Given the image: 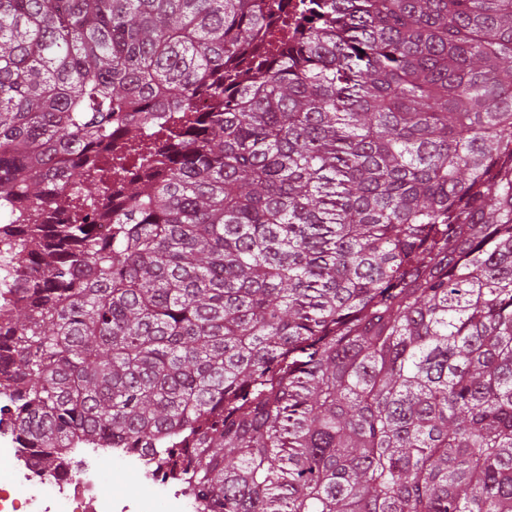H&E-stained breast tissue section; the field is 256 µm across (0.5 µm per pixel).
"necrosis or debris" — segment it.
I'll return each mask as SVG.
<instances>
[{
  "instance_id": "1",
  "label": "necrosis or debris",
  "mask_w": 512,
  "mask_h": 512,
  "mask_svg": "<svg viewBox=\"0 0 512 512\" xmlns=\"http://www.w3.org/2000/svg\"><path fill=\"white\" fill-rule=\"evenodd\" d=\"M0 512H207L192 494L187 475L170 469L150 452L133 456L100 443L91 457H66L62 474L45 478L15 439L10 415L0 413ZM135 475L141 493L118 499L110 491L112 463Z\"/></svg>"
}]
</instances>
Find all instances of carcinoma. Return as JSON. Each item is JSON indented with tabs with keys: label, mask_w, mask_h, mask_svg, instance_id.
<instances>
[{
	"label": "carcinoma",
	"mask_w": 512,
	"mask_h": 512,
	"mask_svg": "<svg viewBox=\"0 0 512 512\" xmlns=\"http://www.w3.org/2000/svg\"><path fill=\"white\" fill-rule=\"evenodd\" d=\"M303 2L0 0V411L210 512H512V0Z\"/></svg>",
	"instance_id": "carcinoma-1"
}]
</instances>
